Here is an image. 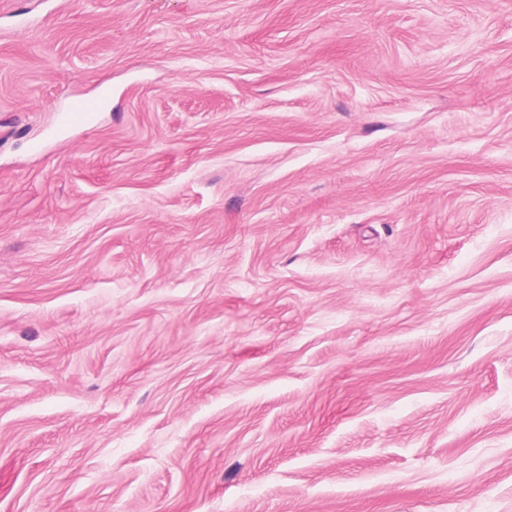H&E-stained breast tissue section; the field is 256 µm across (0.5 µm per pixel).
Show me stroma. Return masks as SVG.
Segmentation results:
<instances>
[{
  "label": "stroma",
  "instance_id": "1",
  "mask_svg": "<svg viewBox=\"0 0 512 512\" xmlns=\"http://www.w3.org/2000/svg\"><path fill=\"white\" fill-rule=\"evenodd\" d=\"M0 512H512V0H0ZM99 103L96 100L83 98L74 99L70 102L67 111L62 113L60 121L64 126H78L83 124L91 112L98 110Z\"/></svg>",
  "mask_w": 512,
  "mask_h": 512
}]
</instances>
